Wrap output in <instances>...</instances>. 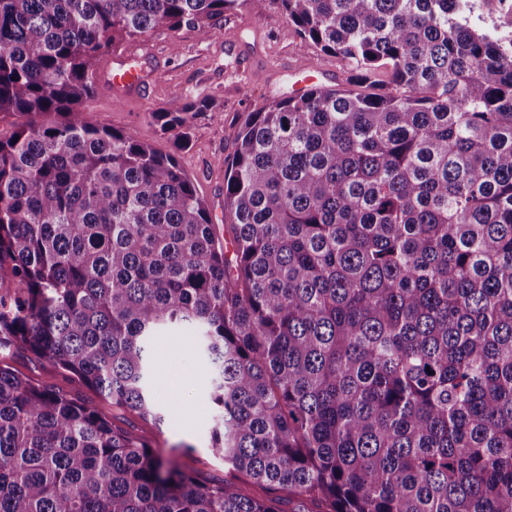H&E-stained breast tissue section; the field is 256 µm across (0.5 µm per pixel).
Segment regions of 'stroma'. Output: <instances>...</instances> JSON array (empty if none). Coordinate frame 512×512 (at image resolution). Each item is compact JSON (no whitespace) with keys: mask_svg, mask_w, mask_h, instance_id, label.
<instances>
[{"mask_svg":"<svg viewBox=\"0 0 512 512\" xmlns=\"http://www.w3.org/2000/svg\"><path fill=\"white\" fill-rule=\"evenodd\" d=\"M125 54L141 58L148 83L135 95L98 83L85 108L87 119L125 131L162 153L175 154L206 200L213 223L220 225L225 222V162L234 151L246 113L292 96L294 88L307 85L310 76H317L325 86L345 84L349 76L342 59L307 48L274 8L259 16L246 8L225 14L218 35L203 27L152 31L104 53L99 70L112 68ZM177 98L204 99L213 105L211 112L195 120L191 144L184 150L176 149L172 136L162 134L151 118L152 112L169 107ZM150 356L154 390L169 411L168 423L159 427L114 410L96 392L31 353L14 357L11 366L33 382L52 383L60 391L96 404L115 423L147 441L158 455L176 460L196 478L224 481L228 476L224 460L209 444L213 404L203 359L180 333L155 337Z\"/></svg>","mask_w":512,"mask_h":512,"instance_id":"35a3bbf8","label":"stroma"}]
</instances>
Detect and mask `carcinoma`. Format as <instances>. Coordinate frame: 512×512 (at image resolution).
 Wrapping results in <instances>:
<instances>
[{"label":"carcinoma","instance_id":"obj_1","mask_svg":"<svg viewBox=\"0 0 512 512\" xmlns=\"http://www.w3.org/2000/svg\"><path fill=\"white\" fill-rule=\"evenodd\" d=\"M460 2L0 0V512H512V39ZM270 5L350 76L245 115L227 240L175 155L84 108L103 52ZM207 111L152 119L182 150ZM177 331L219 484L8 365L161 426Z\"/></svg>","mask_w":512,"mask_h":512}]
</instances>
